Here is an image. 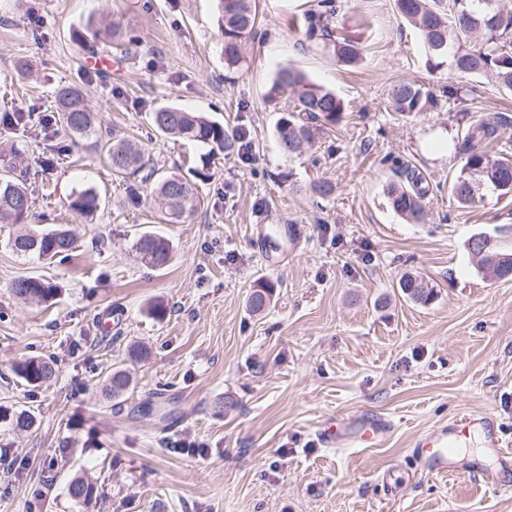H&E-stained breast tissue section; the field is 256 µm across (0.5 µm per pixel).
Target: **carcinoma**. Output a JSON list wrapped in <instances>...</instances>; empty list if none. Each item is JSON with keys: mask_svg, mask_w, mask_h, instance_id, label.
Masks as SVG:
<instances>
[{"mask_svg": "<svg viewBox=\"0 0 512 512\" xmlns=\"http://www.w3.org/2000/svg\"><path fill=\"white\" fill-rule=\"evenodd\" d=\"M324 10L311 17L307 37L319 39L331 47L337 59L354 65L360 59L358 41L351 35L337 37L331 28L337 6L324 0ZM500 0H395L399 16L419 31L427 53V62L434 69L442 59L462 74L491 73L499 84L512 90V8L499 6ZM220 33L224 63L237 66L241 60L242 43L256 30L255 0H218ZM295 95L293 109L277 122L279 146L288 158L302 155L330 127L340 122L341 100L335 92L309 81L289 65H281L271 93ZM435 104L434 95L422 84L398 83L391 93L390 106L400 113L423 112ZM44 127L58 126L76 143L86 137L95 138L100 154L112 176L128 183L129 203L140 202L139 186L151 187V197L165 224H181L201 206L199 184L211 178L209 157L216 152L242 153L239 133L202 112H193L172 103L150 107L148 125L153 135L183 140L208 148L200 156V165L186 173L166 171L158 161L144 160L130 141L104 135L100 122L91 112L86 95L80 89L63 85L56 91L54 114L43 118ZM498 127L486 121L471 124L463 140V164L449 185L455 200L469 206L484 200L485 192L500 197L512 196V156H495L488 146L498 139ZM24 159L12 149L0 154V224H17L12 248L19 254H36L53 259L67 257L75 248V238L65 227L43 228L28 225L33 207L31 194L25 186ZM397 179L386 188L393 210L414 224L428 218L425 199L428 189L416 170L408 165L395 167ZM93 189L75 192L70 206L89 215L99 206ZM136 256L144 263L162 268L171 260L170 242L153 232H144L134 244ZM476 267L500 279H512V249L505 248L495 237L486 238L470 252ZM404 298L427 305L435 298V289L424 278L405 274L399 281ZM11 292L26 301L47 303L55 296V288L41 277H19L11 284ZM272 285L260 283L250 293L248 306L259 313L270 303ZM17 376L30 384L49 381L55 374L53 363L41 357H27L14 366ZM131 379L122 369L112 371L106 390L114 399L130 388ZM96 493L92 482L74 478L69 485L70 496L82 502Z\"/></svg>", "mask_w": 512, "mask_h": 512, "instance_id": "1", "label": "carcinoma"}]
</instances>
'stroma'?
Instances as JSON below:
<instances>
[{
  "instance_id": "35a3bbf8",
  "label": "stroma",
  "mask_w": 512,
  "mask_h": 512,
  "mask_svg": "<svg viewBox=\"0 0 512 512\" xmlns=\"http://www.w3.org/2000/svg\"><path fill=\"white\" fill-rule=\"evenodd\" d=\"M318 2L258 0L257 35L230 70L217 0H0V142L26 159L31 223L77 240L70 259L46 261L13 252L17 227L0 224V512H512V467L475 457L500 470L504 485L492 489L419 471L412 456L428 430L470 413L495 418L512 449V279L477 270L467 249L477 234L512 247V198L490 193L463 208L449 192L470 124L491 122L500 142L512 140V91L429 69L394 0H339L333 29L361 40L359 63L345 65L304 36ZM115 22L120 50L94 36ZM283 63L344 108L294 159L275 130L293 98L269 96ZM402 80L455 102L391 111ZM64 84L167 166L202 150L152 135L156 102L246 130L252 151L217 155L203 207L186 223H160L151 203L128 204L94 140L74 145L43 128ZM18 112L25 124L6 126ZM399 163L426 180L427 223L387 201ZM319 180L332 183L330 196L312 192ZM85 187L101 199L91 216L69 206ZM148 230L174 246L163 268L135 255ZM407 273L435 288L430 304L401 296ZM23 276L56 285L54 304L17 300L10 284ZM262 281L274 292L255 315L247 298ZM156 302L163 318L148 313ZM134 342L146 360L127 359ZM33 355L54 361L49 382L14 374ZM117 368L132 378L121 415L106 393ZM21 412L33 419L25 432L13 425ZM364 414L390 420L382 442L325 447L319 427ZM184 439L197 454L180 449ZM79 475L97 487L85 504L69 495Z\"/></svg>"
}]
</instances>
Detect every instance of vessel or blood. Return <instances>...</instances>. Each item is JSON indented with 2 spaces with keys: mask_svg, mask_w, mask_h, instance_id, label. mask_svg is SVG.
I'll list each match as a JSON object with an SVG mask.
<instances>
[{
  "mask_svg": "<svg viewBox=\"0 0 512 512\" xmlns=\"http://www.w3.org/2000/svg\"><path fill=\"white\" fill-rule=\"evenodd\" d=\"M475 426L483 431V445L488 455L505 462L512 460V452L503 446L496 419L466 415L427 432L417 441L416 456L421 470L430 474L468 477L487 485L498 484L499 479L492 470L475 466L462 454L470 430ZM388 430V420L373 415L337 421L325 427L321 437L327 445L345 448L380 441Z\"/></svg>",
  "mask_w": 512,
  "mask_h": 512,
  "instance_id": "1",
  "label": "vessel or blood"
}]
</instances>
